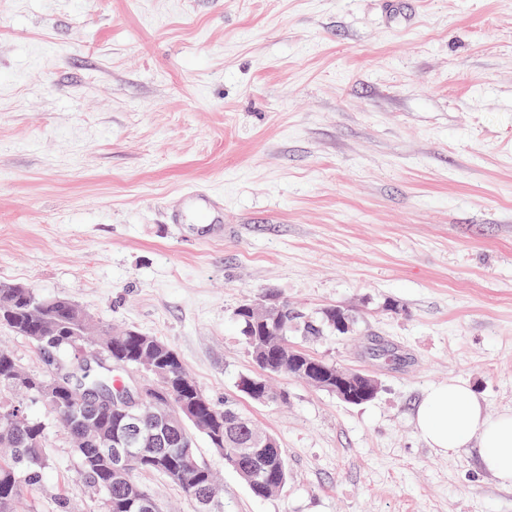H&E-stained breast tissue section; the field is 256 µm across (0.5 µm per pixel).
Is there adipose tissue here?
Here are the masks:
<instances>
[{
  "label": "adipose tissue",
  "instance_id": "adipose-tissue-1",
  "mask_svg": "<svg viewBox=\"0 0 512 512\" xmlns=\"http://www.w3.org/2000/svg\"><path fill=\"white\" fill-rule=\"evenodd\" d=\"M413 420L429 448L450 454L477 447L481 468L512 487V412L488 416L471 389L451 382L430 387Z\"/></svg>",
  "mask_w": 512,
  "mask_h": 512
}]
</instances>
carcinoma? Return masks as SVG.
I'll return each instance as SVG.
<instances>
[{
  "label": "carcinoma",
  "instance_id": "obj_1",
  "mask_svg": "<svg viewBox=\"0 0 512 512\" xmlns=\"http://www.w3.org/2000/svg\"><path fill=\"white\" fill-rule=\"evenodd\" d=\"M77 306L69 299L58 297L45 300L30 288H19L8 296L0 295V327L31 340L37 347L42 364L24 370L14 354L0 348V391L10 390L15 398L0 403V512H21L24 493L41 487L51 460L46 448V435L50 425L57 424L71 436L73 453L84 482L101 495L102 512H162L155 496L138 480L137 475L157 472L171 477L172 471L183 467L179 448L182 440H192L187 427L175 426L167 431L158 429L152 420L140 422L141 434L152 440V447L162 455L152 462L134 461L130 464L128 485L132 492L117 485L112 471V456L105 449L114 447V441L128 421L127 414L119 407L107 404L85 406L95 421V431L86 436L82 433L81 417L66 406L68 392H56V384L62 379L52 375L51 367L57 362L70 366L69 379L79 390L97 389L107 396L118 397L126 385H114L112 371L91 361L83 366L73 364L77 354L97 349L89 340V331L76 316ZM276 320L262 325L249 315L238 312L236 321L256 371L243 375L263 384L267 402L281 398L269 384V378L288 374L304 378V369L296 363H288L273 351L290 346L288 328L301 329L304 336H317L325 330L339 333L336 328V308H326L316 320L305 319L286 302L273 307ZM107 358L114 365L131 367L144 357H163L171 347L158 338L127 329L109 333ZM186 379V388L179 396L192 395L200 398L197 426L211 447L222 449L224 461L236 468L243 481L257 497L278 493L288 480V463L280 447L263 450L256 439L268 434L246 417L238 404L226 401L213 403L200 389L185 366H180ZM43 404L50 409L51 417L43 419L31 413V407ZM192 501H197L196 486L211 487L216 491V504L212 512H224V497L219 493L213 472L205 465L194 462L185 478L176 481Z\"/></svg>",
  "mask_w": 512,
  "mask_h": 512
}]
</instances>
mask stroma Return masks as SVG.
Listing matches in <instances>:
<instances>
[{
    "mask_svg": "<svg viewBox=\"0 0 512 512\" xmlns=\"http://www.w3.org/2000/svg\"><path fill=\"white\" fill-rule=\"evenodd\" d=\"M405 2L408 23L378 0H0V284L158 337L276 437L288 481L259 498L197 436L224 512H512L475 450L412 422L451 380L512 411V0ZM190 191L223 198V238ZM267 295L348 311L350 335L295 347L376 398L291 376L240 397L234 313ZM48 445L26 512H100L67 434Z\"/></svg>",
    "mask_w": 512,
    "mask_h": 512,
    "instance_id": "obj_1",
    "label": "stroma"
}]
</instances>
